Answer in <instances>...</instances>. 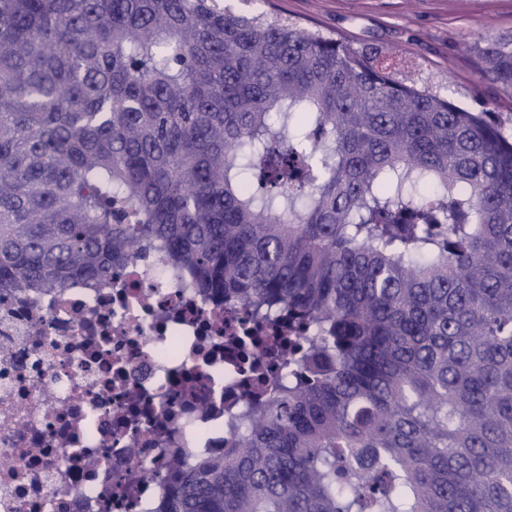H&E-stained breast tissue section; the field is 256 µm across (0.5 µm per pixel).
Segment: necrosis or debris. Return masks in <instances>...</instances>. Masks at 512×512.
I'll use <instances>...</instances> for the list:
<instances>
[{"mask_svg":"<svg viewBox=\"0 0 512 512\" xmlns=\"http://www.w3.org/2000/svg\"><path fill=\"white\" fill-rule=\"evenodd\" d=\"M159 253L57 290L0 289V512H155L172 468L223 454L281 359Z\"/></svg>","mask_w":512,"mask_h":512,"instance_id":"1","label":"necrosis or debris"}]
</instances>
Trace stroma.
Returning a JSON list of instances; mask_svg holds the SVG:
<instances>
[{"label":"stroma","mask_w":512,"mask_h":512,"mask_svg":"<svg viewBox=\"0 0 512 512\" xmlns=\"http://www.w3.org/2000/svg\"><path fill=\"white\" fill-rule=\"evenodd\" d=\"M240 14L287 17L357 47L392 49L413 75L472 112L498 113L512 134V92L481 79L460 52L478 34L512 30V0H223Z\"/></svg>","instance_id":"1"}]
</instances>
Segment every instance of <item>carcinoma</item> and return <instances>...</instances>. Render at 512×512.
Masks as SVG:
<instances>
[{"label": "carcinoma", "instance_id": "carcinoma-1", "mask_svg": "<svg viewBox=\"0 0 512 512\" xmlns=\"http://www.w3.org/2000/svg\"><path fill=\"white\" fill-rule=\"evenodd\" d=\"M512 90V31L462 43ZM219 0H0V287L145 247L300 336L156 512H512V137Z\"/></svg>", "mask_w": 512, "mask_h": 512}]
</instances>
